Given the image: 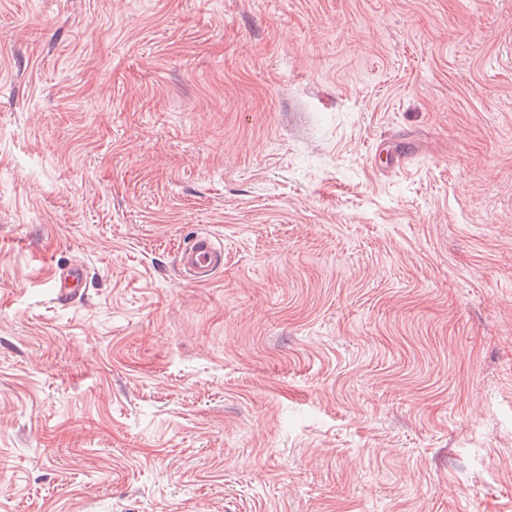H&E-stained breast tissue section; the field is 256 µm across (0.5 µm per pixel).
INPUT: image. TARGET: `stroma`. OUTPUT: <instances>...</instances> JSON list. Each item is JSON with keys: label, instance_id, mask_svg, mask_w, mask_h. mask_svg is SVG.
<instances>
[{"label": "stroma", "instance_id": "obj_1", "mask_svg": "<svg viewBox=\"0 0 512 512\" xmlns=\"http://www.w3.org/2000/svg\"><path fill=\"white\" fill-rule=\"evenodd\" d=\"M0 472L512 512V0H0ZM180 264L188 277L204 282L224 265V253L208 235L197 234L183 251ZM86 278V269L80 264L60 268L54 275L53 288L58 295L67 296L74 292Z\"/></svg>", "mask_w": 512, "mask_h": 512}]
</instances>
